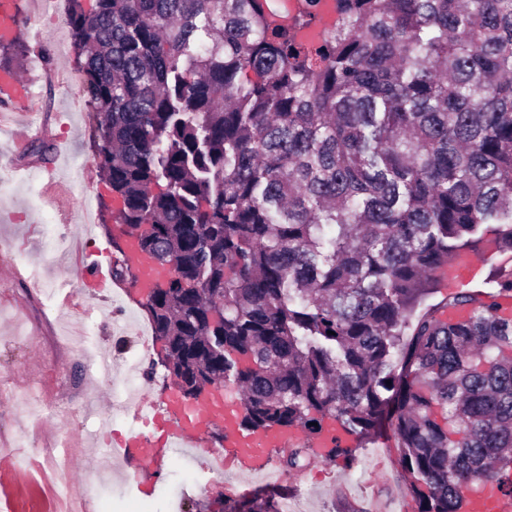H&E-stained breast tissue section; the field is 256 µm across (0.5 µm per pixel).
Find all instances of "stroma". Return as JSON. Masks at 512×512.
<instances>
[{"instance_id": "stroma-1", "label": "stroma", "mask_w": 512, "mask_h": 512, "mask_svg": "<svg viewBox=\"0 0 512 512\" xmlns=\"http://www.w3.org/2000/svg\"><path fill=\"white\" fill-rule=\"evenodd\" d=\"M17 34L27 48L19 76L30 88L25 110L0 106V448L25 457L0 482V512H56L55 490L77 484L89 512H232L260 498H302L305 512H414L388 430L362 441L354 467L319 461L288 472L283 482L251 479L237 492L222 488L226 454L217 428L209 450L165 459L153 475L114 461L101 477L97 459L116 437L151 433L121 403L129 394L170 391L162 343L134 290L99 291L82 279L93 251H114L123 238L105 208L107 190L96 166L94 119L66 23L68 0H19ZM51 146L29 153L32 140ZM69 415L44 419L22 400ZM68 442V470L55 468L49 448Z\"/></svg>"}]
</instances>
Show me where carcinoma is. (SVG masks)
<instances>
[{"label": "carcinoma", "instance_id": "1", "mask_svg": "<svg viewBox=\"0 0 512 512\" xmlns=\"http://www.w3.org/2000/svg\"><path fill=\"white\" fill-rule=\"evenodd\" d=\"M69 3L112 219L172 269L145 308L173 381L305 433L288 472L330 418L390 431L417 512L502 491L512 317L417 307L484 225L512 251V0H336L319 46L268 0Z\"/></svg>", "mask_w": 512, "mask_h": 512}]
</instances>
